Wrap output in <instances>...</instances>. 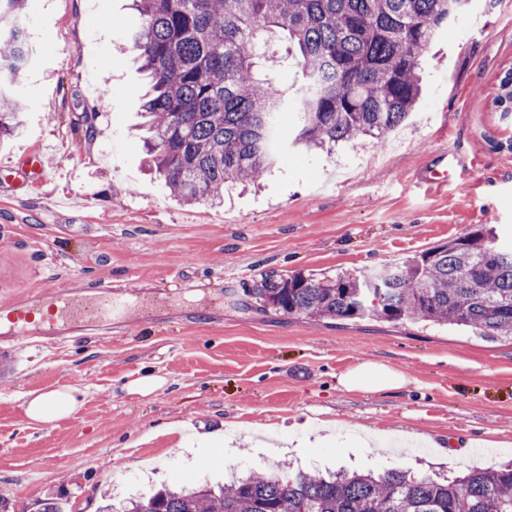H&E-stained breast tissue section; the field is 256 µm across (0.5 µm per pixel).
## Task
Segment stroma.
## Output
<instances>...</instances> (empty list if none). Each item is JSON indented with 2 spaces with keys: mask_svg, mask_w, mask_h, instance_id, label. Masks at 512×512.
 <instances>
[{
  "mask_svg": "<svg viewBox=\"0 0 512 512\" xmlns=\"http://www.w3.org/2000/svg\"><path fill=\"white\" fill-rule=\"evenodd\" d=\"M29 62L9 83L22 126L0 140V304L51 287L129 284L133 330L77 331L0 381V496L11 512H97L160 485L203 486L276 465L445 475L512 463V342L446 326L329 321L246 307L230 273L333 276L401 260L481 224L512 237V122L494 107L512 70V0H472L431 47L424 92L380 164L365 138L333 157L292 151L261 185L190 204L145 170L143 81L130 0H21ZM96 113L94 126L81 113ZM44 151L59 172L25 175ZM453 158L447 183L430 172ZM194 280V291L173 287ZM207 309L205 320L191 312ZM365 362L395 390L349 391ZM158 376L141 395L130 382ZM78 387L68 418L29 424L28 392ZM404 383L401 372L376 363L359 364L342 376V385L347 390L394 389Z\"/></svg>",
  "mask_w": 512,
  "mask_h": 512,
  "instance_id": "35a3bbf8",
  "label": "stroma"
}]
</instances>
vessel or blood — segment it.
<instances>
[{
  "label": "vessel or blood",
  "mask_w": 512,
  "mask_h": 512,
  "mask_svg": "<svg viewBox=\"0 0 512 512\" xmlns=\"http://www.w3.org/2000/svg\"><path fill=\"white\" fill-rule=\"evenodd\" d=\"M130 307L124 287L102 285L82 299L71 288H53L0 306V380L14 378L24 366L20 346L40 340L62 341L64 329L91 321L104 332L123 322Z\"/></svg>",
  "instance_id": "1"
}]
</instances>
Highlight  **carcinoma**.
<instances>
[{"instance_id":"1","label":"carcinoma","mask_w":512,"mask_h":512,"mask_svg":"<svg viewBox=\"0 0 512 512\" xmlns=\"http://www.w3.org/2000/svg\"><path fill=\"white\" fill-rule=\"evenodd\" d=\"M132 37L148 80L142 105L149 167L186 202L221 201L278 159L276 133L330 153L362 136L383 140L413 112L431 42L470 0H132ZM20 0H0V74L25 63ZM280 30L305 80L293 96L268 76L263 33ZM495 105H512V71ZM19 102L0 92V137ZM261 310L336 321H426L490 341L512 340V245L487 225L363 274L265 273L245 289ZM124 512H512V468L438 480L392 468L250 474L224 487L162 489Z\"/></svg>"}]
</instances>
